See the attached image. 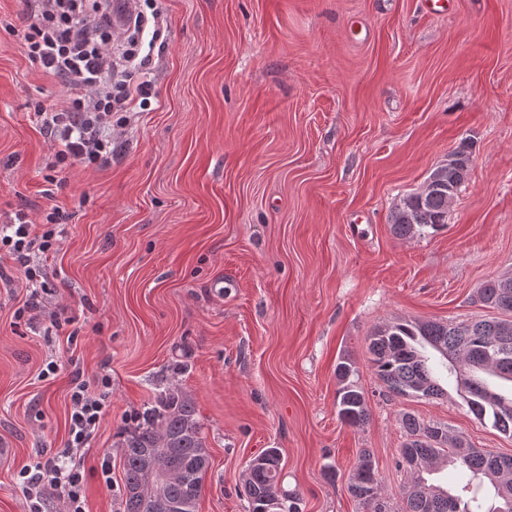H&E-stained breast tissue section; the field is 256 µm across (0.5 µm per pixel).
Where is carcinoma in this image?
I'll list each match as a JSON object with an SVG mask.
<instances>
[{"label":"carcinoma","mask_w":512,"mask_h":512,"mask_svg":"<svg viewBox=\"0 0 512 512\" xmlns=\"http://www.w3.org/2000/svg\"><path fill=\"white\" fill-rule=\"evenodd\" d=\"M462 183H449L425 195L411 194L390 214L393 233L414 238L448 223V198ZM497 277L478 289V299L497 315L478 321L441 323L397 320L375 326L365 338L366 353L377 376L398 397L439 398L447 394L443 381L455 382L457 392L479 421H491L512 437V287ZM336 407L340 420L363 426L369 414L349 357L335 367ZM406 439L398 464L412 473L403 491L404 512H479V494L489 481L500 505L488 512H512V456L473 447L448 427L425 422L411 413L400 416ZM207 447L195 401L186 393L164 389L129 428L119 445L123 457L122 512H154V500L199 503L207 470L199 468L200 449ZM452 467L450 480L460 487L454 495L428 482L427 476ZM248 512L271 502L270 512H301V497L283 487L280 453L247 469L243 478ZM348 490L365 512H391L387 494L369 450L348 477Z\"/></svg>","instance_id":"carcinoma-1"}]
</instances>
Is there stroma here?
<instances>
[{
	"mask_svg": "<svg viewBox=\"0 0 512 512\" xmlns=\"http://www.w3.org/2000/svg\"><path fill=\"white\" fill-rule=\"evenodd\" d=\"M159 5L158 107L115 135L108 168L52 172L34 111L64 88L23 51L29 0H0V225L67 214L41 307H67L77 331L15 324L28 284L0 258V512H28L14 472L63 447L76 370L112 377L87 452L111 454L112 483L88 475V512H119V433L171 384L194 397L211 458L199 512H245L243 471L267 448L302 512H362L348 476L365 448L403 512L405 412L512 455L456 390L391 396L364 344L399 319L490 317L477 288L512 274V0L440 16L422 0ZM465 139L472 171L447 226L396 237L391 210ZM343 356L366 395L360 427L337 415Z\"/></svg>",
	"mask_w": 512,
	"mask_h": 512,
	"instance_id": "1",
	"label": "stroma"
}]
</instances>
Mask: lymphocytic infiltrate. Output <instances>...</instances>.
<instances>
[{"instance_id":"f902f5d3","label":"lymphocytic infiltrate","mask_w":512,"mask_h":512,"mask_svg":"<svg viewBox=\"0 0 512 512\" xmlns=\"http://www.w3.org/2000/svg\"><path fill=\"white\" fill-rule=\"evenodd\" d=\"M37 8L23 34L24 51L44 73L61 80L63 95L39 105L36 116L53 141L50 169L68 161L100 170L112 163V133L125 127L129 112L148 108L149 81L133 83L152 64L151 50L162 36V14L145 11L142 0H128L119 24L102 21L104 0H36ZM58 206L45 209L42 223L25 214L0 226V250L22 269L33 292L15 312L16 320L32 325L42 310L36 292L42 287L36 256L53 248ZM112 379L75 373L70 390L68 437L53 455L37 451L32 464L13 480L29 503V512H45L50 499L62 500L67 512H86V449L109 412Z\"/></svg>"}]
</instances>
